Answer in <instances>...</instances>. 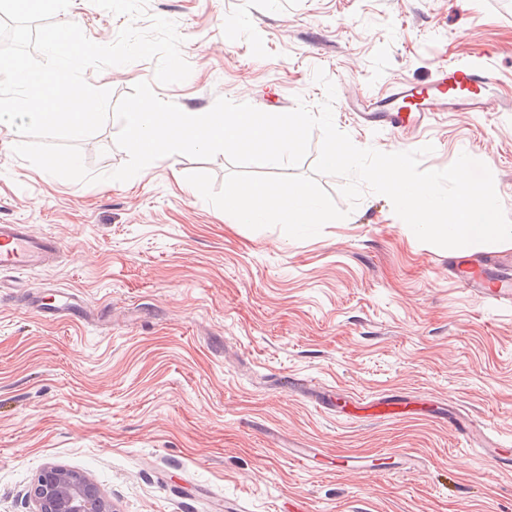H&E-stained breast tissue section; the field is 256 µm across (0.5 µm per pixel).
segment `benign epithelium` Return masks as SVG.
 <instances>
[{
	"label": "benign epithelium",
	"mask_w": 512,
	"mask_h": 512,
	"mask_svg": "<svg viewBox=\"0 0 512 512\" xmlns=\"http://www.w3.org/2000/svg\"><path fill=\"white\" fill-rule=\"evenodd\" d=\"M27 495L31 512H113L112 501L91 477L54 463L42 467Z\"/></svg>",
	"instance_id": "1"
}]
</instances>
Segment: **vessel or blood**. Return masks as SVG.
<instances>
[{"label": "vessel or blood", "mask_w": 512, "mask_h": 512, "mask_svg": "<svg viewBox=\"0 0 512 512\" xmlns=\"http://www.w3.org/2000/svg\"><path fill=\"white\" fill-rule=\"evenodd\" d=\"M492 81L481 70L450 65L440 68L431 82L424 86L396 85L384 97L367 99L358 117L366 124H379L396 131L418 126L436 112L473 110L482 105ZM62 252L61 243L53 236L34 233L26 224H0V273L41 270L57 263ZM497 257L485 256L459 266L455 270L458 283L484 299L512 302V276H489L492 268H500ZM41 319L62 317L80 319L76 301L70 295H61L58 304L39 307ZM327 404L341 410L361 407L366 416L385 417L407 408L406 396L387 394L366 405L341 392L324 390ZM431 413L454 430L465 441L478 445L486 460L495 466L512 467V448L470 419L459 416L451 408L431 406ZM288 456L293 461L315 470L332 468L339 472L364 473L384 470L391 473H418L423 467L421 457L403 452L389 457L387 463H377L367 455H339L328 457L319 448H292Z\"/></svg>", "instance_id": "vessel-or-blood-1"}]
</instances>
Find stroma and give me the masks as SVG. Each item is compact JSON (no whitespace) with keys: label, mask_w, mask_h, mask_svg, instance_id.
<instances>
[{"label":"stroma","mask_w":512,"mask_h":512,"mask_svg":"<svg viewBox=\"0 0 512 512\" xmlns=\"http://www.w3.org/2000/svg\"><path fill=\"white\" fill-rule=\"evenodd\" d=\"M177 25L191 66L155 83L156 64L87 69L113 99L149 81L156 95L206 111L217 98L283 113L337 91V128L361 148L433 145L421 159L449 167L487 155L512 219V0H148ZM60 20L99 44L127 24L92 0ZM445 64L492 70L498 95L481 112H443L413 134L359 124L351 104L401 81L430 82ZM117 119L80 141L98 183L46 173L12 151L0 126V222L61 242L59 265L0 274V512H30L27 491L49 463L82 471L117 512H512V469L486 461L448 425L423 415L351 420L319 407L292 381L352 397L400 392L452 403L512 447V303L460 287L449 259L465 252L420 242L391 201L365 193L356 209L342 178L319 176L347 218L297 240L251 230L189 190L202 170L222 187L225 155H185L123 183ZM77 294L80 321H43L33 299ZM330 454L423 456L418 474L311 471L288 444Z\"/></svg>","instance_id":"obj_1"}]
</instances>
